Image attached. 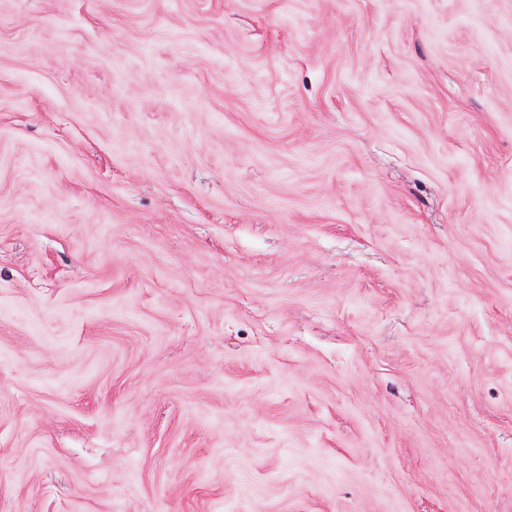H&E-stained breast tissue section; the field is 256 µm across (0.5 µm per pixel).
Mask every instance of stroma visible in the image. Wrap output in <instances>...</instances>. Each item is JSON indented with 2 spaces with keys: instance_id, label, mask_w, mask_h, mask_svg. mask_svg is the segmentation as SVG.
Segmentation results:
<instances>
[{
  "instance_id": "35a3bbf8",
  "label": "stroma",
  "mask_w": 512,
  "mask_h": 512,
  "mask_svg": "<svg viewBox=\"0 0 512 512\" xmlns=\"http://www.w3.org/2000/svg\"><path fill=\"white\" fill-rule=\"evenodd\" d=\"M0 512H512V0H0Z\"/></svg>"
}]
</instances>
